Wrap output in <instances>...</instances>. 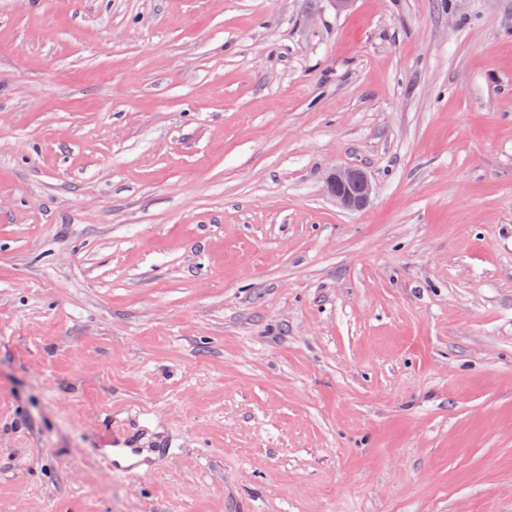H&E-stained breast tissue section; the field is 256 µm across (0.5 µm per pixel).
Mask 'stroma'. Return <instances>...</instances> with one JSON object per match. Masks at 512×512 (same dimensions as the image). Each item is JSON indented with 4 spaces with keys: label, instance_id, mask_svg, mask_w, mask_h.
Masks as SVG:
<instances>
[{
    "label": "stroma",
    "instance_id": "obj_1",
    "mask_svg": "<svg viewBox=\"0 0 512 512\" xmlns=\"http://www.w3.org/2000/svg\"><path fill=\"white\" fill-rule=\"evenodd\" d=\"M0 512H512V0H0ZM325 186L336 204L350 211L363 209L374 191L368 176L350 167L333 169L326 177Z\"/></svg>",
    "mask_w": 512,
    "mask_h": 512
}]
</instances>
